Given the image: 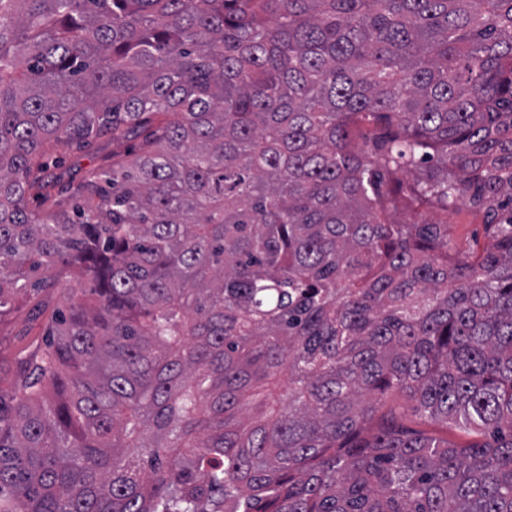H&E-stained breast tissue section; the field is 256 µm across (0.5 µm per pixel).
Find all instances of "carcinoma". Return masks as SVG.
<instances>
[{"label":"carcinoma","mask_w":512,"mask_h":512,"mask_svg":"<svg viewBox=\"0 0 512 512\" xmlns=\"http://www.w3.org/2000/svg\"><path fill=\"white\" fill-rule=\"evenodd\" d=\"M401 171L489 248L396 223ZM74 267L0 512H512V0H0V318ZM112 164V144L102 147L98 146L89 151L74 152L66 160L63 170L65 175L64 183L70 184L67 193L57 196L54 204L69 208L74 202L73 188L79 184L85 170L94 166H105ZM448 224L451 225L453 250L479 254L488 246L485 213L465 200L460 199L448 210ZM387 406L397 408L402 414V423L412 430L424 431L429 434L435 435L441 438H447L448 441L455 444L465 446L474 441H483L488 438L484 433H476L464 429L448 426L446 428L424 422L417 416L412 410V403L408 402L402 396H394L387 402Z\"/></svg>","instance_id":"1"}]
</instances>
